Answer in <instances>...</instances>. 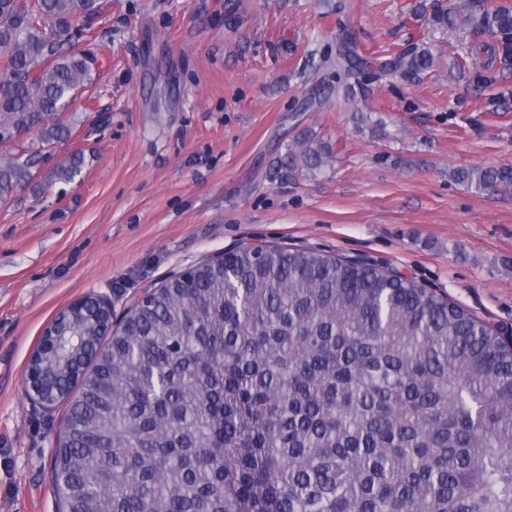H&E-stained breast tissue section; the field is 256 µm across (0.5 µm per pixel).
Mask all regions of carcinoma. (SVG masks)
Here are the masks:
<instances>
[{"mask_svg": "<svg viewBox=\"0 0 512 512\" xmlns=\"http://www.w3.org/2000/svg\"><path fill=\"white\" fill-rule=\"evenodd\" d=\"M96 0H0V142L67 139L56 120L92 81L76 48ZM512 55V7L440 6ZM356 99L371 61L345 44ZM429 53L378 70L419 71ZM330 149L305 131L283 177ZM74 153L43 189L71 183ZM30 153L0 164V202L34 179ZM460 183L512 184V168ZM54 480L61 512H512V340L412 277L315 249L244 244L150 288L103 336L92 308L61 315L33 362L70 376Z\"/></svg>", "mask_w": 512, "mask_h": 512, "instance_id": "carcinoma-1", "label": "carcinoma"}]
</instances>
